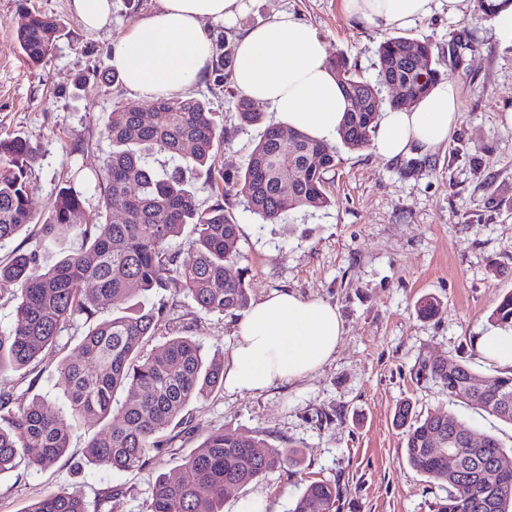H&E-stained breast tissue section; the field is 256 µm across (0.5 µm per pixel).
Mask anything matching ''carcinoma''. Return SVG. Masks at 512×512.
<instances>
[{
  "label": "carcinoma",
  "mask_w": 512,
  "mask_h": 512,
  "mask_svg": "<svg viewBox=\"0 0 512 512\" xmlns=\"http://www.w3.org/2000/svg\"><path fill=\"white\" fill-rule=\"evenodd\" d=\"M26 22L15 42L33 68L47 63L64 35L58 18L32 11L19 0ZM377 78L371 82L342 54L329 60L350 108L338 131L351 150L367 148L384 108L401 109L429 93L440 81L432 47L425 41L392 36L381 42ZM234 53H213L211 73L235 101L239 123H260L263 112L237 97L231 75ZM400 85L402 97L385 99L381 88ZM154 113L143 120L141 109ZM104 132L112 141L107 177L100 188L101 207L119 210L121 221L77 222L84 196L70 180L53 202L42 204L31 182L38 146L20 135L0 138V243L30 226L39 227V245L14 250L0 259V283L20 295L14 327L0 333V375L21 369L55 346L62 333L83 323L88 330L74 337L72 350L56 363L65 405L35 396L26 407L10 408L12 394L0 390V474L24 463L45 470L67 451L78 429L91 431L84 464L125 472L146 468L167 447L171 433L188 423L187 408L207 399L224 380V366L208 357L199 340L170 336L156 353L143 352L162 321V310L145 302L178 285L204 312L234 315L246 310L250 296L243 273L227 269L240 263L238 224L224 209V199L242 195L254 214L277 223L296 209L323 210L334 204L326 174L340 161L336 146L292 131L288 143L281 130L268 126L243 168L220 167L223 135L217 132L210 104L195 97H160L116 106ZM175 167L158 173L148 163L155 152ZM203 173L221 181L218 200L200 209L183 172ZM193 226L189 246L193 259L179 260L173 243ZM94 287L87 288L85 284ZM105 301L122 304L108 318L97 315ZM488 322L512 330V291L504 294ZM448 375V362L422 359L416 377L431 380L452 402L464 394L482 411L512 424V370L483 375L461 360ZM482 386L473 390L468 379ZM395 426L404 433L405 459L418 474L452 488L438 512H512V448L486 435L481 446L460 456L448 470V453L432 449V438L448 447V432H472L442 406L426 413L404 401L396 407ZM302 464L296 448H274L262 439L216 429L186 457L174 474L155 479L147 512H219L224 500L267 474ZM508 474L495 494L486 475ZM339 488L324 479L303 485L289 512H334ZM23 512H88L82 492L50 494Z\"/></svg>",
  "instance_id": "carcinoma-1"
}]
</instances>
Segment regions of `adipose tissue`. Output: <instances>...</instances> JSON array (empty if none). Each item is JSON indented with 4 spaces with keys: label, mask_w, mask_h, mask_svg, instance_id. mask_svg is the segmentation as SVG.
<instances>
[{
    "label": "adipose tissue",
    "mask_w": 512,
    "mask_h": 512,
    "mask_svg": "<svg viewBox=\"0 0 512 512\" xmlns=\"http://www.w3.org/2000/svg\"><path fill=\"white\" fill-rule=\"evenodd\" d=\"M458 0H344L350 16L384 28H403ZM249 0H158L108 50L107 63L141 101L181 97L206 76L212 56L210 22L235 24ZM237 92L276 112L281 122L313 139L336 137L346 98L314 30L287 13L248 28L238 38L232 75ZM459 92L439 83L409 108L382 113L375 151L397 161L424 156L447 142L459 114ZM344 334L335 306L291 291L254 302L237 329L224 368L231 392L259 393L317 372L333 359Z\"/></svg>",
    "instance_id": "1"
}]
</instances>
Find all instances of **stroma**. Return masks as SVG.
Masks as SVG:
<instances>
[{
	"instance_id": "obj_1",
	"label": "stroma",
	"mask_w": 512,
	"mask_h": 512,
	"mask_svg": "<svg viewBox=\"0 0 512 512\" xmlns=\"http://www.w3.org/2000/svg\"><path fill=\"white\" fill-rule=\"evenodd\" d=\"M28 4L61 19L66 35L46 65L31 69L14 41L22 20L17 0H0V136L18 133L39 146L31 181L41 203L52 202L70 177L85 198L86 218L109 220L99 206L112 152L104 126L112 109L134 95L107 75L108 50L157 0H112V24L96 33L84 30L69 0ZM474 6L475 0H461L454 16L440 7L403 30L431 44L443 78L459 90L460 113L445 147L394 163L370 147L340 149L341 161L327 176L334 205L290 211L279 224L264 223L244 198L226 202L238 224L251 300L288 290L336 306L344 334L333 360L260 394L219 388L190 406L188 429L143 470L76 469L88 437L79 430L51 469L22 465L0 475V512H23L38 498L74 489L89 512H145L156 476L174 471L219 428L303 454L300 470L276 471L245 486L221 512H239L246 501L263 503L266 512H288L310 478L336 482V512H437L447 486L407 465L402 434L392 424L396 404L405 399L419 412L450 405L476 435L512 444V425L465 398L449 402L439 386L415 378L424 358L462 359L479 372L498 371L476 342L492 333L487 317L512 291V126L503 120L512 113V35L493 20H475ZM279 12L310 25L328 57L344 53L364 77L375 78L378 47L392 32L350 17L343 0H251L234 25L210 23L205 30L211 41L233 44L241 31ZM456 42L468 46L459 68L448 55ZM86 75L89 85L76 90L75 79ZM190 94L216 112L224 133L221 164L245 166L262 126H240L212 77ZM430 296L443 303L432 318L417 312ZM150 303L162 309L163 321L146 352L157 351L165 337L193 336L228 361L238 317L198 311L175 286ZM69 345V334H62L40 363L0 376L14 406L37 394L61 400L56 363Z\"/></svg>"
}]
</instances>
